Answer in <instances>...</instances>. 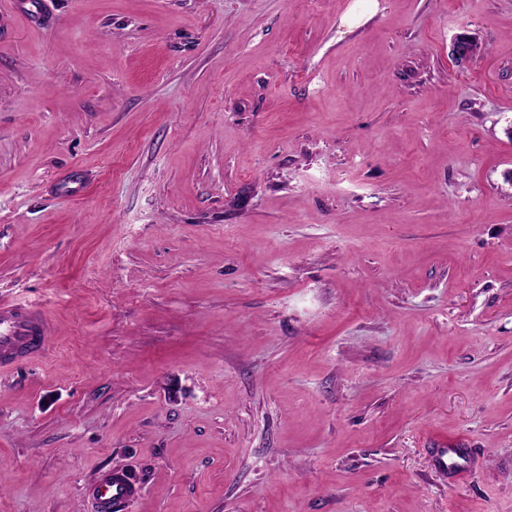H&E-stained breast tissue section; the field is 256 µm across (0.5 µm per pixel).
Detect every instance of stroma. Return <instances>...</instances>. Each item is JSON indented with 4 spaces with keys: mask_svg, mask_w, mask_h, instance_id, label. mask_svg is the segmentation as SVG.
Returning <instances> with one entry per match:
<instances>
[{
    "mask_svg": "<svg viewBox=\"0 0 512 512\" xmlns=\"http://www.w3.org/2000/svg\"><path fill=\"white\" fill-rule=\"evenodd\" d=\"M46 2L0 0V299L55 322L0 512L113 466L126 512H512V0ZM85 175L82 169L73 168L65 172L55 187V193L63 198L80 197L83 194ZM435 465L449 474L460 473L467 462L469 448L463 442H450L433 448Z\"/></svg>",
    "mask_w": 512,
    "mask_h": 512,
    "instance_id": "obj_1",
    "label": "stroma"
}]
</instances>
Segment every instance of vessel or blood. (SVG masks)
<instances>
[{
  "label": "vessel or blood",
  "mask_w": 512,
  "mask_h": 512,
  "mask_svg": "<svg viewBox=\"0 0 512 512\" xmlns=\"http://www.w3.org/2000/svg\"><path fill=\"white\" fill-rule=\"evenodd\" d=\"M85 185L82 169L65 172L55 187L63 198L81 196ZM54 333V322L42 308L15 301L0 300V369L7 370L43 354L47 341ZM469 450L465 443L451 442L434 451L436 466L447 473H460ZM142 491L123 469L102 471L91 492L96 512H124L130 500Z\"/></svg>",
  "instance_id": "1"
}]
</instances>
